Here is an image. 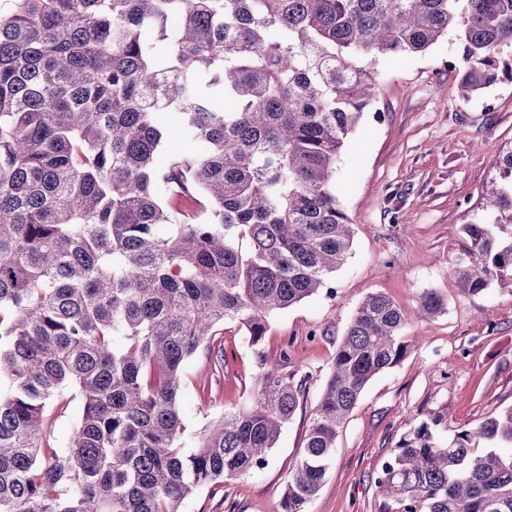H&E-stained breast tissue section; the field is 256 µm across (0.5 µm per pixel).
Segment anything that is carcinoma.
I'll return each instance as SVG.
<instances>
[{
    "mask_svg": "<svg viewBox=\"0 0 512 512\" xmlns=\"http://www.w3.org/2000/svg\"><path fill=\"white\" fill-rule=\"evenodd\" d=\"M0 17V512H182L268 465L307 378L181 446L186 362L224 368L227 323L259 361L272 314L326 287L353 227L336 163L373 110L379 56L448 30L468 100L512 74V0H15ZM186 149L164 148L166 117ZM455 273L512 285V147ZM443 309L429 290L416 317ZM411 314L374 294L333 358L280 512L321 489L366 385L405 355ZM82 407L67 445L48 408ZM375 484L396 512H512V406L444 439L406 434Z\"/></svg>",
    "mask_w": 512,
    "mask_h": 512,
    "instance_id": "1",
    "label": "carcinoma"
}]
</instances>
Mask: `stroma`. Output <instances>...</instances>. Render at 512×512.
<instances>
[{
	"mask_svg": "<svg viewBox=\"0 0 512 512\" xmlns=\"http://www.w3.org/2000/svg\"><path fill=\"white\" fill-rule=\"evenodd\" d=\"M460 67L452 31L425 53L378 61L377 110L365 114L336 165L352 253L327 288L271 316L264 342L282 376L306 377L304 404L265 469L202 489L183 512H279L336 347L373 293L410 309L432 289L444 310L404 329L406 355L366 386L306 512H383L375 479L406 433L433 421L470 427L512 406V286L466 295L453 274L460 228L512 144V81L465 101ZM223 340V371L203 352L185 365V447L195 446L210 420L254 399L255 354L234 325H225Z\"/></svg>",
	"mask_w": 512,
	"mask_h": 512,
	"instance_id": "35a3bbf8",
	"label": "stroma"
}]
</instances>
